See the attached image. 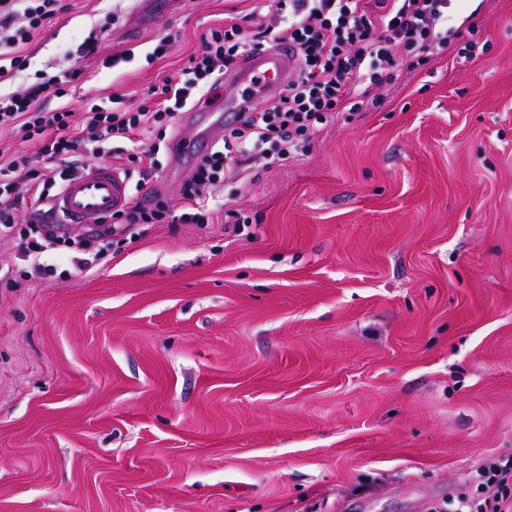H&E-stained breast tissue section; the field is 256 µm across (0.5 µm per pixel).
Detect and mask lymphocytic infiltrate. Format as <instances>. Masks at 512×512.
Instances as JSON below:
<instances>
[{
    "instance_id": "lymphocytic-infiltrate-1",
    "label": "lymphocytic infiltrate",
    "mask_w": 512,
    "mask_h": 512,
    "mask_svg": "<svg viewBox=\"0 0 512 512\" xmlns=\"http://www.w3.org/2000/svg\"><path fill=\"white\" fill-rule=\"evenodd\" d=\"M449 0H269L268 21L244 35L233 18L200 36L201 51L186 67L151 86L130 109L122 97L105 108L91 101L73 107L76 71L44 74L25 88L0 93V129L38 143L35 155L0 147V240L15 242L28 260L25 276L53 274L42 260L58 240L51 198L86 168L88 159H111L124 175L146 176L156 143L178 114L209 106L226 70L245 54L280 43L297 51L293 78L275 101L238 112L234 127L184 178L178 204L148 191L109 224H206L215 210L212 193L225 179L250 168L269 169L304 154L314 131L338 113L357 112L381 98L368 88L393 84L448 49ZM66 6L63 0H0V82L29 67L26 46ZM59 99L48 112L44 104ZM476 492L462 491L434 512H512V461L491 459L475 472Z\"/></svg>"
}]
</instances>
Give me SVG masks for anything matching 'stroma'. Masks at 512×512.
<instances>
[{
    "mask_svg": "<svg viewBox=\"0 0 512 512\" xmlns=\"http://www.w3.org/2000/svg\"><path fill=\"white\" fill-rule=\"evenodd\" d=\"M25 80L140 101L260 0H65ZM109 67L79 45L107 17ZM445 51L307 153L143 224L90 270L0 242V512H417L512 458V0H453ZM178 33L167 55L158 36Z\"/></svg>",
    "mask_w": 512,
    "mask_h": 512,
    "instance_id": "35a3bbf8",
    "label": "stroma"
}]
</instances>
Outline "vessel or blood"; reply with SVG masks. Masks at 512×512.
<instances>
[{
  "mask_svg": "<svg viewBox=\"0 0 512 512\" xmlns=\"http://www.w3.org/2000/svg\"><path fill=\"white\" fill-rule=\"evenodd\" d=\"M294 66V52L281 45L268 51L249 54L242 60L237 75L249 90L267 96L277 93L287 83ZM224 111L192 108L186 111L187 121L197 126H223ZM210 148L207 140L176 138L171 143L172 156L186 166L195 165ZM130 201L124 176L107 165L86 169L66 182L54 199V211L64 224H91L98 218L124 209Z\"/></svg>",
  "mask_w": 512,
  "mask_h": 512,
  "instance_id": "obj_1",
  "label": "vessel or blood"
}]
</instances>
